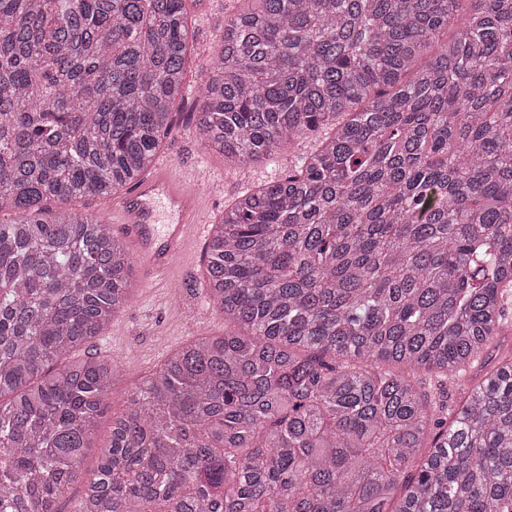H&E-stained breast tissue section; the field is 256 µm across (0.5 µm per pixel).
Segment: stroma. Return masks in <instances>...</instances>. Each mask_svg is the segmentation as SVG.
I'll return each instance as SVG.
<instances>
[{
  "label": "stroma",
  "mask_w": 512,
  "mask_h": 512,
  "mask_svg": "<svg viewBox=\"0 0 512 512\" xmlns=\"http://www.w3.org/2000/svg\"><path fill=\"white\" fill-rule=\"evenodd\" d=\"M186 7L195 28L188 48L187 84L173 106L174 128L158 154L195 180L202 196L203 218L211 225L239 196L284 176L304 148L299 145L284 150L274 160L237 170L203 146L195 132V115L202 101L198 81L206 76L221 49L225 20L240 9L241 2L187 0ZM204 256L200 249L180 262L179 276L171 287L140 288L126 311L102 336L87 344L88 353L116 362L121 373L109 396V408L98 423L95 446L87 451L76 479L59 503L61 512H75L85 481L97 465V448L110 440L113 418L126 409L128 390L156 370L173 349L198 336L223 333L224 320L213 310L202 284Z\"/></svg>",
  "instance_id": "1"
}]
</instances>
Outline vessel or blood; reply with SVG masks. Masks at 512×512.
<instances>
[{"label":"vessel or blood","instance_id":"vessel-or-blood-1","mask_svg":"<svg viewBox=\"0 0 512 512\" xmlns=\"http://www.w3.org/2000/svg\"><path fill=\"white\" fill-rule=\"evenodd\" d=\"M113 214L122 235L135 246L147 285L173 282L177 259L206 232L196 189L177 178L167 160L160 161L150 178L123 193Z\"/></svg>","mask_w":512,"mask_h":512}]
</instances>
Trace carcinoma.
<instances>
[{
    "instance_id": "carcinoma-1",
    "label": "carcinoma",
    "mask_w": 512,
    "mask_h": 512,
    "mask_svg": "<svg viewBox=\"0 0 512 512\" xmlns=\"http://www.w3.org/2000/svg\"><path fill=\"white\" fill-rule=\"evenodd\" d=\"M196 131L239 168L212 225L231 330L127 393L75 512H512V0H246ZM450 32L448 41L440 35ZM185 0H0V512H59L119 370L74 352L142 287L94 211L172 129ZM483 356L472 367L468 368L467 371L458 374L457 376L448 377V384L444 385V398L448 400V420L451 419L452 413L455 408L459 405L463 399L466 388L473 382L479 380L487 369L484 367L486 358ZM448 392V399H447Z\"/></svg>"
}]
</instances>
